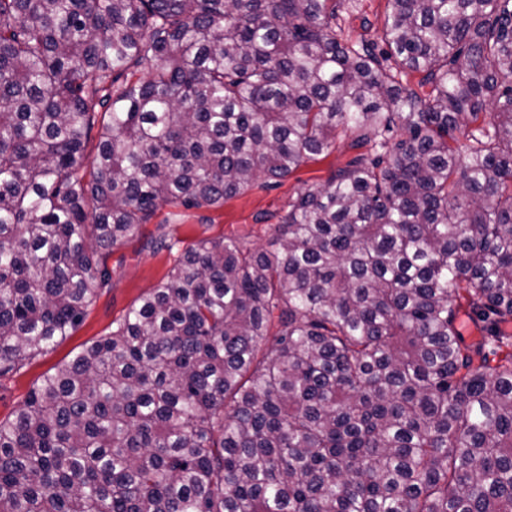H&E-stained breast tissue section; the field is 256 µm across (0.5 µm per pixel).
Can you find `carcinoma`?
<instances>
[{"label": "carcinoma", "mask_w": 512, "mask_h": 512, "mask_svg": "<svg viewBox=\"0 0 512 512\" xmlns=\"http://www.w3.org/2000/svg\"><path fill=\"white\" fill-rule=\"evenodd\" d=\"M390 4L377 53L339 0H0V376L160 208L367 148L276 249L183 248L45 375L0 420V512H512V0Z\"/></svg>", "instance_id": "obj_1"}]
</instances>
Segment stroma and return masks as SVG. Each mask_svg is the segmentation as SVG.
I'll return each instance as SVG.
<instances>
[{
    "instance_id": "stroma-1",
    "label": "stroma",
    "mask_w": 512,
    "mask_h": 512,
    "mask_svg": "<svg viewBox=\"0 0 512 512\" xmlns=\"http://www.w3.org/2000/svg\"><path fill=\"white\" fill-rule=\"evenodd\" d=\"M388 12V0H343L336 17V33L351 43H380ZM350 138L338 140L330 154L302 164L279 181L259 178L253 187L219 207L199 209L163 208L152 223L143 225L141 237L113 247L108 264L112 284L90 306L83 322L70 336L46 354L37 356L17 372L0 377V420L11 417L45 374L71 361L86 345L109 335L112 323L132 305L165 281L173 265L168 251L144 250V237L155 234L158 225H169L182 245L204 239L232 238L251 249L277 246L275 226L291 200L306 187L324 183L345 167L356 154Z\"/></svg>"
}]
</instances>
